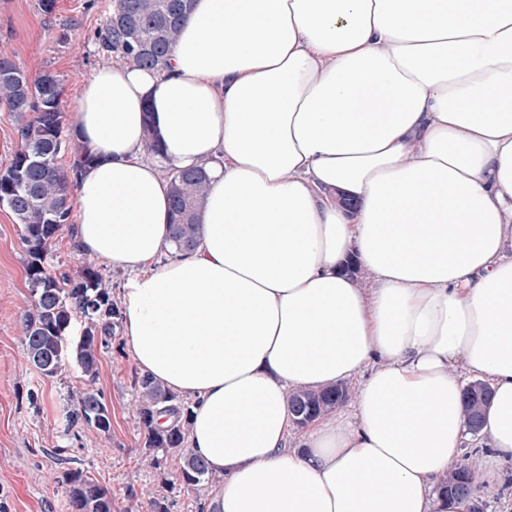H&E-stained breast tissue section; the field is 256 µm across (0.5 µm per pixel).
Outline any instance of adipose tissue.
Segmentation results:
<instances>
[{
    "mask_svg": "<svg viewBox=\"0 0 512 512\" xmlns=\"http://www.w3.org/2000/svg\"><path fill=\"white\" fill-rule=\"evenodd\" d=\"M73 133L77 248L135 272L130 353L193 401L204 512H466L441 482L472 379L478 478L512 472V0H195L166 69L94 72ZM191 167L201 233L162 264ZM357 376L290 447L289 393Z\"/></svg>",
    "mask_w": 512,
    "mask_h": 512,
    "instance_id": "ef3b65f1",
    "label": "adipose tissue"
}]
</instances>
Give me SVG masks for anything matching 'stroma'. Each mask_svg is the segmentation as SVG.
Masks as SVG:
<instances>
[{"mask_svg":"<svg viewBox=\"0 0 512 512\" xmlns=\"http://www.w3.org/2000/svg\"><path fill=\"white\" fill-rule=\"evenodd\" d=\"M111 0H56L44 13L39 0H0V52L27 73L48 70L63 81L62 105L71 112L82 84L110 64L97 39ZM23 227L0 208V512H72L59 477L82 470L112 492V512H151V497L167 495L170 512H198L193 495L167 490L178 457L153 465L136 414L134 379L140 370L116 330L100 353L97 387L111 414L103 434L67 429L71 395L83 386L77 367L50 378L28 364L20 320L33 301L25 273Z\"/></svg>","mask_w":512,"mask_h":512,"instance_id":"obj_1","label":"stroma"}]
</instances>
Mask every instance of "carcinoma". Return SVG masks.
Segmentation results:
<instances>
[{"mask_svg": "<svg viewBox=\"0 0 512 512\" xmlns=\"http://www.w3.org/2000/svg\"><path fill=\"white\" fill-rule=\"evenodd\" d=\"M193 9V0H115L112 13L98 34L101 50L117 54L145 69L168 67L180 27ZM62 80L51 71L32 77L0 54V105L16 120L21 144L10 166L0 172V207L7 208L23 226L22 242L27 254L26 277L33 297L32 307L22 317V342L29 362L47 377L67 371V361L76 360L84 387L72 399L69 422L108 433L111 416L102 393L94 388L101 350L109 346L122 320L121 308L112 298V286L97 264L84 263L72 276L57 275L47 262L52 243L67 225L71 192L88 161L81 145L64 134ZM64 148L70 150L68 166L57 162ZM171 234L180 251L195 247L199 232L198 212L208 183L202 168L169 170ZM80 321V335L71 334ZM137 414L144 429V447L153 453L174 454L182 460L175 479L197 493L209 484L212 472L188 448L192 405L143 374L135 379ZM296 390L288 395L290 410L320 417L336 405V391ZM466 428L472 437L481 434L486 406L471 409L463 401ZM161 413L172 422L159 427ZM474 470L465 455L446 478L448 498L462 501L477 493L469 485ZM62 484L72 512H112L110 490L78 469L63 472Z\"/></svg>", "mask_w": 512, "mask_h": 512, "instance_id": "obj_1", "label": "carcinoma"}]
</instances>
